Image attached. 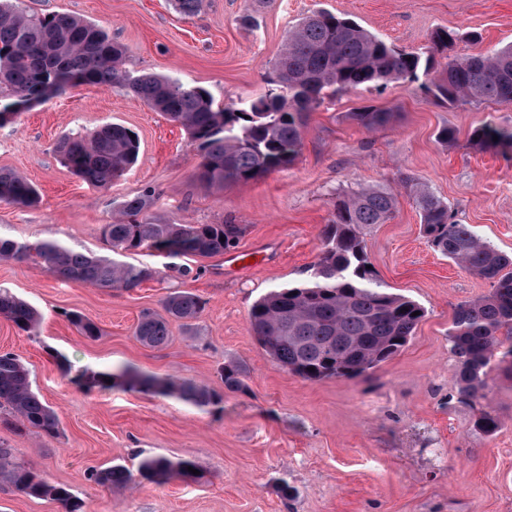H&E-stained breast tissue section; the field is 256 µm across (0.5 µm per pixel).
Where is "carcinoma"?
<instances>
[{"label": "carcinoma", "instance_id": "carcinoma-1", "mask_svg": "<svg viewBox=\"0 0 512 512\" xmlns=\"http://www.w3.org/2000/svg\"><path fill=\"white\" fill-rule=\"evenodd\" d=\"M459 39L453 29L431 35L432 50H400L356 21L329 11L314 12L289 33L284 49L267 74L268 93L250 103L220 107L200 86L155 73L134 75L124 67V52L100 26L68 14H29L16 0H0V126L14 122L33 106L79 84L117 88L144 101L180 125L197 152V177L209 185L247 182L290 164L299 155L308 114L326 97L365 83L380 86L394 80L415 82L435 68V54ZM428 91L455 106L469 99L512 104V45L495 52L468 54L448 61ZM389 113L364 108L352 113L367 130L384 126ZM498 140H493V137ZM477 145L512 152V130L486 125L472 136ZM57 149L64 165L88 184L104 188L137 160L138 139L118 123H106L84 135L62 140ZM421 215L423 234L431 247L489 281V294L456 306L449 331L457 358L456 399L466 403L487 385L492 361H509L512 373V257L460 224L448 205L433 193L410 188ZM39 191L17 173L0 169V200L21 206L39 203ZM152 191L122 202L117 218L102 235L114 257L99 256L54 240L19 243L0 238V259L37 265L61 282L78 281L98 288L133 289L158 272L122 260L143 250L167 259L165 268L179 277L193 269L179 263L190 257H211L234 246L237 224H179L147 217ZM395 207L394 193L369 187L336 199L332 223L326 225L312 282L273 290L252 306L251 331L257 343L282 368L317 382L360 377L391 359L408 343L424 309L414 300L389 291L370 268L361 229L384 224ZM206 305L200 296L174 291L162 301L164 314L146 313L134 335L157 347L169 337V320L189 323ZM419 315H414V312ZM0 316L33 334L41 315L32 306L0 289ZM67 318L84 336L100 328L80 313ZM61 373L91 391L118 386L174 397L201 410H220L224 392L245 394L248 371L238 363L224 365V391L187 380L159 379L130 367L116 371L84 370L71 374L67 358L55 353ZM0 424L16 432L55 437L59 420L34 390L29 371L12 353L0 352ZM497 417L481 412L480 432L491 435ZM199 470L195 475L188 468ZM165 484L171 480L201 483L205 471L193 459L148 456L138 475L120 465L89 473L94 483L124 489L135 478ZM0 482L36 498L49 499L61 512H81L82 503L63 485L49 483L15 449L0 442Z\"/></svg>", "mask_w": 512, "mask_h": 512}]
</instances>
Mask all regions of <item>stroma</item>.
Here are the masks:
<instances>
[{
	"instance_id": "obj_1",
	"label": "stroma",
	"mask_w": 512,
	"mask_h": 512,
	"mask_svg": "<svg viewBox=\"0 0 512 512\" xmlns=\"http://www.w3.org/2000/svg\"><path fill=\"white\" fill-rule=\"evenodd\" d=\"M19 4L99 25L124 48L126 70L204 87L220 106L266 95L265 75L289 32L320 9L410 51L428 50L431 33L446 27L463 34L451 58L512 43V0H265L253 27L241 22L250 0H204L194 16L177 12L171 0ZM468 32L481 42L465 40ZM362 107L390 113L388 124L359 126L351 114ZM110 122L137 134L139 157L108 187L95 188L64 166L54 146ZM486 125L512 129V104L450 107L416 82L367 83L309 114L293 163L221 187L198 180V158L181 126L109 87L67 88L0 127V168L41 194L34 208L0 202V236L51 238L102 254L101 230L118 204L150 189L151 216L241 225L235 254L260 258L232 270L223 256L197 258L187 278H156L132 290L64 283L34 264L0 260V289L42 316L33 334L0 318V351L17 355L60 420L57 437L0 427V441L51 483L70 488L84 512H512V374L493 369L483 396L457 402L448 339L456 306L487 295L491 284L434 251L413 195L400 187L408 178L434 192L459 223L512 254V157L469 143ZM445 126L456 132L453 143L437 137ZM368 186L397 195L392 218L362 231L369 259L383 284L425 315L406 347L365 375L311 383L260 347L248 313L271 290L310 281L337 196ZM174 290L202 296L204 312L171 323L166 344L142 345L134 336L141 315L160 311ZM70 311L96 323L100 336H82L66 318ZM57 352L76 370L129 366L219 391L220 367L235 361L248 370L249 392L225 393L223 411L210 413L125 387L88 391L61 375ZM483 411L500 421L494 434L474 427ZM148 455L197 460L206 480L116 491L88 478L113 464L136 469Z\"/></svg>"
}]
</instances>
